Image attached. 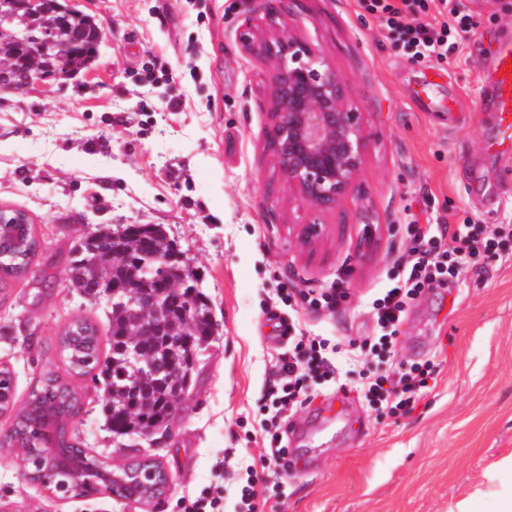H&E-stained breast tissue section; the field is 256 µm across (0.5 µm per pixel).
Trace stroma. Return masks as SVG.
Segmentation results:
<instances>
[{
	"label": "stroma",
	"instance_id": "obj_1",
	"mask_svg": "<svg viewBox=\"0 0 512 512\" xmlns=\"http://www.w3.org/2000/svg\"><path fill=\"white\" fill-rule=\"evenodd\" d=\"M103 27L93 68L0 91V209L26 213L38 240L27 272L0 288V364L24 403L42 367L61 365L57 338L85 318L106 329V298L68 288L84 234L99 225L161 224L199 279L216 324L168 434L116 437L101 384L76 381L81 410L68 427L80 447L123 466L142 457L170 476L149 502L60 500L0 447V512H181L224 487V512H246L225 451L258 460L259 422L280 352L276 288L343 282L337 314L300 309L303 328L370 335L368 297L409 244L408 225L512 224V151L493 148L479 110L498 41L512 37V0H455L474 24L460 53L409 60L366 0H279V20L315 43L349 82L370 135L364 176L336 208L301 209L266 148L269 71L243 46L269 21L256 0H66ZM454 100L426 112L421 90ZM324 228L315 246L302 223ZM56 279L47 284L44 272ZM402 359L432 360L434 387L405 415L376 414L343 387H318L283 421L292 461L279 512H449L488 489V468L512 454V258L469 268L425 291L401 328Z\"/></svg>",
	"mask_w": 512,
	"mask_h": 512
}]
</instances>
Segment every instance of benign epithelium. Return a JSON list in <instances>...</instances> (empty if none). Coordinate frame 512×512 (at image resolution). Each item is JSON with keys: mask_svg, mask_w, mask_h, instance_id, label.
<instances>
[{"mask_svg": "<svg viewBox=\"0 0 512 512\" xmlns=\"http://www.w3.org/2000/svg\"><path fill=\"white\" fill-rule=\"evenodd\" d=\"M27 57L0 50V75L11 76L0 90L23 91L45 78L38 65L46 39L28 36ZM270 71L267 143L279 172L301 205L312 212L336 207L354 188L363 172L368 135L362 113L346 79L333 68L318 46L288 23L276 24L257 52ZM133 313L142 317L141 333L155 334L164 324L167 310L154 299L136 302ZM42 484L50 486L57 473L72 481L81 470L54 453H45Z\"/></svg>", "mask_w": 512, "mask_h": 512, "instance_id": "7a95c632", "label": "benign epithelium"}]
</instances>
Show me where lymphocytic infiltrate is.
I'll list each match as a JSON object with an SVG mask.
<instances>
[{
    "instance_id": "lymphocytic-infiltrate-1",
    "label": "lymphocytic infiltrate",
    "mask_w": 512,
    "mask_h": 512,
    "mask_svg": "<svg viewBox=\"0 0 512 512\" xmlns=\"http://www.w3.org/2000/svg\"><path fill=\"white\" fill-rule=\"evenodd\" d=\"M411 3L412 10L406 12L393 0H369L368 9L414 62L447 59L449 50L459 49L472 30L468 16L459 13L453 0H439L452 21L437 27L425 20L429 0ZM511 240V224L491 228L481 224L411 225L409 245L398 261L396 277L369 304L375 333L360 341L377 363L375 370L360 375L355 385L370 408L390 415L415 408L435 369L428 360L396 359L398 336L407 312L432 284L459 279L471 262L501 259ZM283 338L288 348L275 363L274 379L267 389L271 411L263 419L262 428L270 436L265 461L286 472L291 462L279 434L284 414L302 406L309 399L312 386L339 383L341 373L335 359L339 346L332 339L306 335L292 321L285 323Z\"/></svg>"
}]
</instances>
